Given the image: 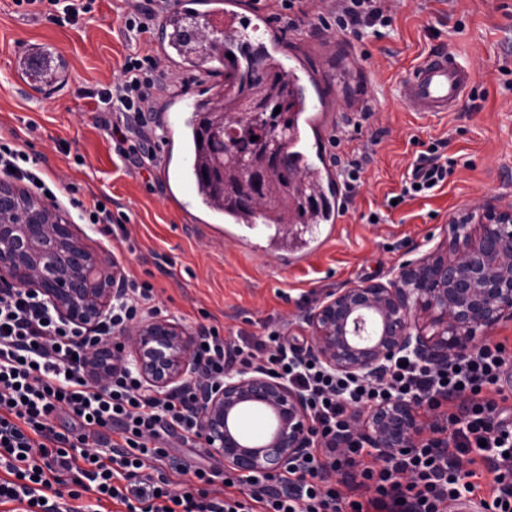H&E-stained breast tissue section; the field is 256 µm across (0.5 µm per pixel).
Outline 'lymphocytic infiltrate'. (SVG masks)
I'll return each instance as SVG.
<instances>
[{"instance_id": "lymphocytic-infiltrate-1", "label": "lymphocytic infiltrate", "mask_w": 512, "mask_h": 512, "mask_svg": "<svg viewBox=\"0 0 512 512\" xmlns=\"http://www.w3.org/2000/svg\"><path fill=\"white\" fill-rule=\"evenodd\" d=\"M396 5L328 0L319 13L313 0H279L289 29L315 17L324 28L357 38L366 29L390 27ZM174 80L155 56L126 58L121 78L99 93L116 114L118 143L149 136L154 105ZM0 173L53 194L29 155L14 145L0 142ZM447 176V164L428 152L413 166L401 195L417 196ZM154 301L150 286L126 281L108 317L81 338L38 294L0 289V504H12V512H97L87 502L92 495L121 503L127 512H454L465 500L478 512L512 506V424L500 419L485 395L486 389L500 394L512 385V358L503 343L483 344L443 369L395 359L380 374L350 378L312 362L278 331L227 339L216 328H202L197 354L205 381H223L236 366L267 370L304 391L314 423L315 447L283 473L234 477L201 443L191 391L151 394L122 368L113 369L108 385L90 380L87 349L155 314ZM394 396L421 401L430 413L442 402L460 401V415L450 418L452 449L433 439L391 465L366 463L369 450L352 435L354 410ZM479 446L493 454L487 499L479 496L477 472L466 461ZM354 466L361 487L372 492L360 504L329 480ZM188 474L195 478L190 486L182 482ZM228 483L236 495H227Z\"/></svg>"}]
</instances>
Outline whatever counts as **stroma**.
<instances>
[{
  "instance_id": "1",
  "label": "stroma",
  "mask_w": 512,
  "mask_h": 512,
  "mask_svg": "<svg viewBox=\"0 0 512 512\" xmlns=\"http://www.w3.org/2000/svg\"><path fill=\"white\" fill-rule=\"evenodd\" d=\"M123 0H95L90 12L60 25L0 0V137L37 158L59 212L77 223L69 201L102 200L116 217L109 232L82 225L91 248L113 258L125 278L150 283L162 316L221 336L279 331L306 342L302 314L327 291L386 282L402 264L442 245L446 229L471 206L491 200L512 207V0H405L391 33L360 39L311 21L283 31L279 56L315 74L312 100L330 98L344 113L355 85L365 87L373 114L339 121L332 132L343 156L371 144L372 159L334 235L307 263L285 266L273 250L245 252L197 232L215 216L199 206L189 183L162 167L142 169L137 156H164L181 127L116 149L94 91L119 77L126 57L159 55L157 30L126 41ZM29 43L66 56L65 77L41 99L15 85L9 63ZM442 48L472 69L475 80L454 111L421 114L402 100L403 78ZM440 145L455 164L429 193L391 205L416 158ZM378 223H370V214Z\"/></svg>"
}]
</instances>
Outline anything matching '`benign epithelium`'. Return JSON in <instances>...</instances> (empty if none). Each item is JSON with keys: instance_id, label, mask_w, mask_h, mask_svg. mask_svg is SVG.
Segmentation results:
<instances>
[{"instance_id": "obj_1", "label": "benign epithelium", "mask_w": 512, "mask_h": 512, "mask_svg": "<svg viewBox=\"0 0 512 512\" xmlns=\"http://www.w3.org/2000/svg\"><path fill=\"white\" fill-rule=\"evenodd\" d=\"M26 196L0 180V289L28 288L58 319L80 331L96 328L122 295V268L34 197L26 223L5 221ZM473 224L477 229H470ZM449 230L446 247L402 265L387 283L330 291L304 312L309 353L331 372L363 377L399 354L446 366L448 359L476 350L489 329L512 318V209L485 202ZM428 325L434 329L430 335L424 332ZM197 340L180 322L155 317L89 348L86 369L104 385L120 365L152 391L176 392L203 369ZM194 401L201 439L229 471L274 474L310 445L313 423L303 394L269 372L228 370L224 381L198 386ZM251 410L270 420L259 441L239 430L241 414ZM353 436L384 463L422 447L435 433L420 405L391 397L370 406Z\"/></svg>"}]
</instances>
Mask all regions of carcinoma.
Segmentation results:
<instances>
[{
    "instance_id": "obj_1",
    "label": "carcinoma",
    "mask_w": 512,
    "mask_h": 512,
    "mask_svg": "<svg viewBox=\"0 0 512 512\" xmlns=\"http://www.w3.org/2000/svg\"><path fill=\"white\" fill-rule=\"evenodd\" d=\"M251 39L241 36L234 58L224 56V83L215 97L194 106L195 120L185 125V175L201 205L233 224L275 227L288 239L294 224H320L327 199L313 169L298 165L299 156L288 152V162L273 171L252 204L241 201L242 181L249 171L269 166L298 139L297 114L306 111L299 78L287 70L274 52H252ZM265 78L253 79L256 63ZM251 95L280 107L277 115L250 118L241 110ZM257 140H251V137Z\"/></svg>"
}]
</instances>
